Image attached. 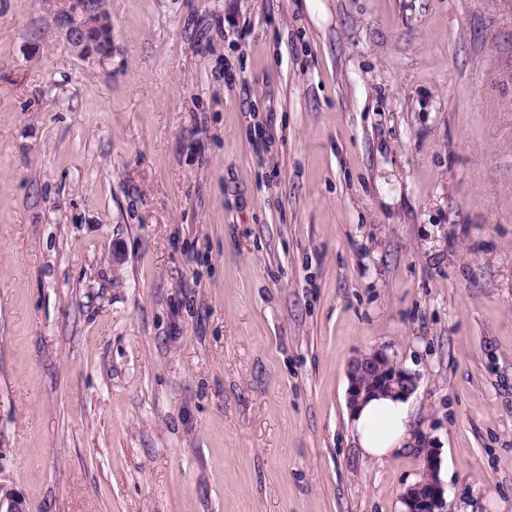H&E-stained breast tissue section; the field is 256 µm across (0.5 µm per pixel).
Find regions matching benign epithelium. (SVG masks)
I'll list each match as a JSON object with an SVG mask.
<instances>
[{
	"instance_id": "1",
	"label": "benign epithelium",
	"mask_w": 512,
	"mask_h": 512,
	"mask_svg": "<svg viewBox=\"0 0 512 512\" xmlns=\"http://www.w3.org/2000/svg\"><path fill=\"white\" fill-rule=\"evenodd\" d=\"M69 47L87 59L104 61L112 55V41L99 32L109 27L103 0H69V7L58 17ZM347 405L352 409L371 394L379 392L411 395L416 377L398 366L385 352L374 350L353 360L348 374ZM424 478L407 487L401 495L403 512H448L439 449L427 446L421 456ZM0 512H27L21 493L0 480Z\"/></svg>"
}]
</instances>
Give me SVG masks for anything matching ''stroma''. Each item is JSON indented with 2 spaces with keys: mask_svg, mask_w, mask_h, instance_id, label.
I'll list each match as a JSON object with an SVG mask.
<instances>
[{
  "mask_svg": "<svg viewBox=\"0 0 512 512\" xmlns=\"http://www.w3.org/2000/svg\"><path fill=\"white\" fill-rule=\"evenodd\" d=\"M0 0V478L27 512H512V0ZM105 8L101 0H69L68 9L58 17L69 47L81 57L104 61L112 55V32L107 42L98 34L109 27ZM90 15L98 21L89 24ZM372 375L375 388L368 391L364 378ZM347 405L352 410L370 394L401 393L406 396H376L350 413L352 435L365 458L385 457L416 444L419 440L410 423L414 375L398 366L382 350H373L353 360L348 374ZM421 463L424 478L407 487L401 495L404 510L402 512H448V502L445 488L440 480L444 479L441 473V457L439 448L423 447ZM440 480L438 479V472Z\"/></svg>",
  "mask_w": 512,
  "mask_h": 512,
  "instance_id": "1",
  "label": "stroma"
}]
</instances>
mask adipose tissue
<instances>
[{"instance_id":"ef3b65f1","label":"adipose tissue","mask_w":512,"mask_h":512,"mask_svg":"<svg viewBox=\"0 0 512 512\" xmlns=\"http://www.w3.org/2000/svg\"><path fill=\"white\" fill-rule=\"evenodd\" d=\"M410 415L411 400L406 396H376L356 407L349 422L363 457L380 461L417 443Z\"/></svg>"}]
</instances>
